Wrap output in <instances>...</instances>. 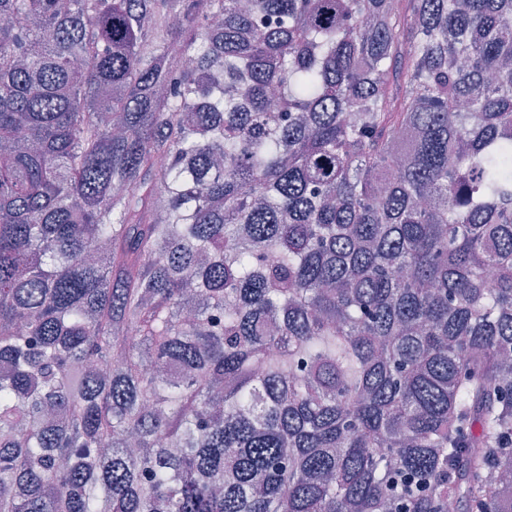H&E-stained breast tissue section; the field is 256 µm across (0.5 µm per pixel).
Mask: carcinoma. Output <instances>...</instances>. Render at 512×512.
<instances>
[{"label": "carcinoma", "mask_w": 512, "mask_h": 512, "mask_svg": "<svg viewBox=\"0 0 512 512\" xmlns=\"http://www.w3.org/2000/svg\"><path fill=\"white\" fill-rule=\"evenodd\" d=\"M512 0H0V512H512Z\"/></svg>", "instance_id": "cac0c4a2"}]
</instances>
